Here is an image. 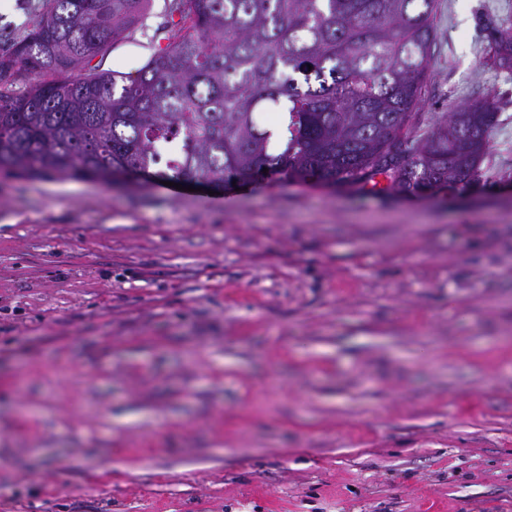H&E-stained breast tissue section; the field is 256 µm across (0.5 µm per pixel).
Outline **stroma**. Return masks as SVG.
Returning <instances> with one entry per match:
<instances>
[{"label": "stroma", "mask_w": 512, "mask_h": 512, "mask_svg": "<svg viewBox=\"0 0 512 512\" xmlns=\"http://www.w3.org/2000/svg\"><path fill=\"white\" fill-rule=\"evenodd\" d=\"M509 29L438 0L416 133L498 106L464 190L0 177V512H512ZM488 58L491 63L506 71H512V38L511 36L493 40L488 47Z\"/></svg>", "instance_id": "35a3bbf8"}]
</instances>
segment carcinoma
<instances>
[{
    "instance_id": "cac0c4a2",
    "label": "carcinoma",
    "mask_w": 512,
    "mask_h": 512,
    "mask_svg": "<svg viewBox=\"0 0 512 512\" xmlns=\"http://www.w3.org/2000/svg\"><path fill=\"white\" fill-rule=\"evenodd\" d=\"M150 2L42 0L0 51V175L116 181L151 172L157 142L175 136L159 176L217 188L263 176L356 186L383 174L419 194L481 177L490 99L396 153L428 78L436 0H167L174 35L136 77L91 65ZM487 54L512 71L511 37ZM266 110L277 119L262 127Z\"/></svg>"
}]
</instances>
